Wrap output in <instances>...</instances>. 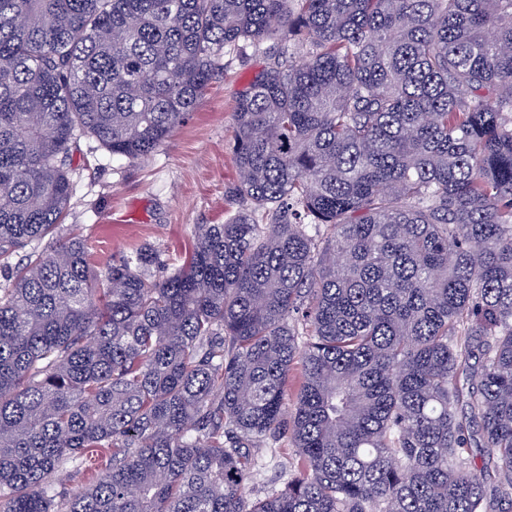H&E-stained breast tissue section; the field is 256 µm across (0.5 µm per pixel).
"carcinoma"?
<instances>
[{"label":"carcinoma","instance_id":"carcinoma-1","mask_svg":"<svg viewBox=\"0 0 512 512\" xmlns=\"http://www.w3.org/2000/svg\"><path fill=\"white\" fill-rule=\"evenodd\" d=\"M277 36L301 59L267 56L232 113L248 206L161 279L149 242L98 276L62 224L73 143L147 157L224 53ZM281 438L294 473L248 500L250 449ZM490 494L512 512V0H0V509Z\"/></svg>","mask_w":512,"mask_h":512}]
</instances>
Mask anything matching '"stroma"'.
I'll use <instances>...</instances> for the list:
<instances>
[{"instance_id":"35a3bbf8","label":"stroma","mask_w":512,"mask_h":512,"mask_svg":"<svg viewBox=\"0 0 512 512\" xmlns=\"http://www.w3.org/2000/svg\"><path fill=\"white\" fill-rule=\"evenodd\" d=\"M213 77L200 105L145 159L112 156L94 140L72 147L74 190L68 223L81 225L103 269L136 245H154L162 276L173 271L192 246L200 225L220 224L235 210L227 198L237 173L230 140L238 90L263 64L262 52L231 51ZM253 479L247 498L281 489L294 452L287 440L254 449Z\"/></svg>"}]
</instances>
